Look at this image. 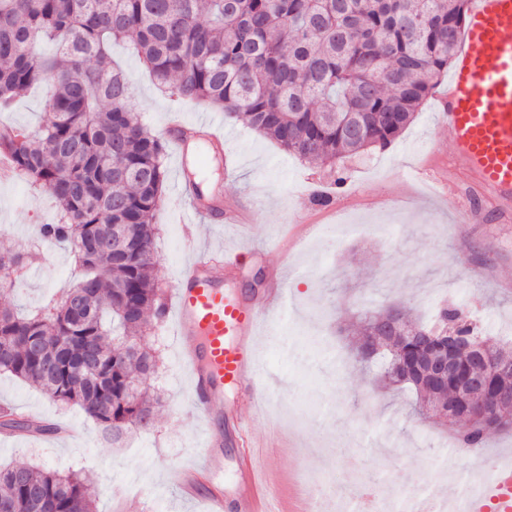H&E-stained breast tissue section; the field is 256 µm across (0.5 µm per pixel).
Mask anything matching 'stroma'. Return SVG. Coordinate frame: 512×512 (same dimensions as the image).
Here are the masks:
<instances>
[{
  "mask_svg": "<svg viewBox=\"0 0 512 512\" xmlns=\"http://www.w3.org/2000/svg\"><path fill=\"white\" fill-rule=\"evenodd\" d=\"M112 57L133 86L134 111L154 134L163 135L174 112L189 123L208 122L223 132L234 160L228 167L210 159L198 175L223 222L190 224L175 192L180 159L167 148L164 199L155 215L159 282L172 284L196 247L239 253L224 292L241 302L260 299L274 282L285 287L280 326L257 340L258 362L268 372L261 402L228 387L213 415L226 426L235 416L248 419L276 454L283 497L305 486L310 512H355L356 489L371 484L385 491L388 505L432 494L437 512H454L455 495L478 469L457 450V428L420 423L406 391L351 361L365 293L411 306L425 320L444 301H457L477 312L491 343L512 336V212L454 167L440 118L443 86L390 145L330 167L289 154L221 112L174 100L131 43L115 45ZM461 209L472 213L470 223L457 222ZM55 216L46 192L0 175V252L23 248L36 226ZM73 277L71 256L46 247L26 280L0 299L32 308ZM148 341L161 354L162 370L150 384L163 404L148 430L119 447L79 407L0 374V408L65 431L50 441L24 428L0 432V466L85 471L98 512H202L203 495L234 482L236 446L225 435L220 478H205L200 498L182 496L178 473L196 462L206 425L178 359L173 315L154 324Z\"/></svg>",
  "mask_w": 512,
  "mask_h": 512,
  "instance_id": "35a3bbf8",
  "label": "stroma"
}]
</instances>
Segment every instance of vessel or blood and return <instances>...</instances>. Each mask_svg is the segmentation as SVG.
<instances>
[{
    "mask_svg": "<svg viewBox=\"0 0 512 512\" xmlns=\"http://www.w3.org/2000/svg\"><path fill=\"white\" fill-rule=\"evenodd\" d=\"M455 167L466 171L473 183L505 206H512V0H471L461 46L448 78L442 102ZM185 123L171 115L167 140L178 154L188 144ZM184 207L194 218L208 221L213 214L201 201L192 181L181 178ZM212 252L193 256L178 276L173 292L179 334V357L188 368L191 397L210 430L197 466L186 469L180 489L195 497L202 475L224 464L221 420L212 416L223 401L225 386L241 388L256 398L260 371L254 342L259 324L274 319L270 299L244 304L224 292V281L214 272ZM238 484L236 512H276V490L263 486L260 443L251 426L237 418ZM456 512H512V465L496 468L479 492L464 498Z\"/></svg>",
    "mask_w": 512,
    "mask_h": 512,
    "instance_id": "1",
    "label": "vessel or blood"
}]
</instances>
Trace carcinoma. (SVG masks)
<instances>
[{
	"mask_svg": "<svg viewBox=\"0 0 512 512\" xmlns=\"http://www.w3.org/2000/svg\"><path fill=\"white\" fill-rule=\"evenodd\" d=\"M469 0H0V111L33 86L50 87L39 129L0 127V154L51 194L57 218L38 240L0 253V294L46 241L78 275L43 306H0V373L77 406L106 434L154 415L149 381L160 357L148 313L166 315L156 275L154 219L166 181L165 148L131 107L132 85L112 67L129 38L157 85L211 106L302 160L334 165L385 147L411 123L461 44ZM52 43L51 55L41 46ZM82 307L75 313L74 304ZM398 335L374 350V325L392 314ZM358 357L415 393L393 360L415 333L453 326L482 344L481 324L450 305L425 326L402 305L364 301ZM493 428L471 417L460 448ZM0 512H96L91 479L68 470L0 468Z\"/></svg>",
	"mask_w": 512,
	"mask_h": 512,
	"instance_id": "carcinoma-1",
	"label": "carcinoma"
}]
</instances>
